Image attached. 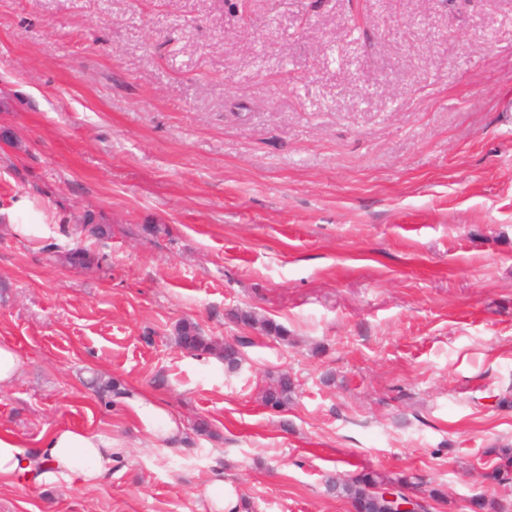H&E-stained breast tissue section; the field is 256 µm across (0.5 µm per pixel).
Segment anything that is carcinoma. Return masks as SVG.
Wrapping results in <instances>:
<instances>
[{
    "label": "carcinoma",
    "instance_id": "1",
    "mask_svg": "<svg viewBox=\"0 0 512 512\" xmlns=\"http://www.w3.org/2000/svg\"><path fill=\"white\" fill-rule=\"evenodd\" d=\"M241 323L249 326L260 325L268 335L275 336L282 341L288 340V331L282 325L271 320L260 321L247 311L235 315ZM177 345L194 356H215L223 360L225 367L233 371L241 361V352L236 345L226 343L221 345L212 338L201 333L198 325L192 321L184 320L176 328ZM296 395V385L287 373H280L272 378L263 393V402L273 409L288 406ZM502 463L492 466L490 476L498 482L508 480L512 472V453L504 452ZM384 487L406 488L418 493L424 500H437L440 493L436 489H427L420 481L410 476H391L378 471H365L354 477L345 479L332 475L326 480L327 491L347 499L357 512H385L384 501L378 490Z\"/></svg>",
    "mask_w": 512,
    "mask_h": 512
}]
</instances>
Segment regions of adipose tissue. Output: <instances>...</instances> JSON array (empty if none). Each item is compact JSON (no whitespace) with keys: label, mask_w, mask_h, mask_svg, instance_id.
Instances as JSON below:
<instances>
[{"label":"adipose tissue","mask_w":512,"mask_h":512,"mask_svg":"<svg viewBox=\"0 0 512 512\" xmlns=\"http://www.w3.org/2000/svg\"><path fill=\"white\" fill-rule=\"evenodd\" d=\"M0 222L26 241H39L56 233L44 210L33 200L19 197L0 207ZM131 410L144 430L161 446H169L182 431L169 413L144 398L132 400ZM115 443L111 433L59 426L29 445L10 431H0V482L22 480L33 486L60 481L97 487L112 467Z\"/></svg>","instance_id":"1"}]
</instances>
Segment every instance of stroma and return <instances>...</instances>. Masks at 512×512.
Masks as SVG:
<instances>
[{"mask_svg": "<svg viewBox=\"0 0 512 512\" xmlns=\"http://www.w3.org/2000/svg\"><path fill=\"white\" fill-rule=\"evenodd\" d=\"M20 196L62 229L0 223V430L121 451L92 489L0 483V512H201L217 479L249 512H352L335 470L470 512L512 448V0H0V206ZM186 318L238 369L184 353ZM114 380L182 438L153 446ZM235 318L241 323L249 326H253L259 324L260 328L270 336H275L282 341H287L288 339V331L282 325L275 323L271 320L260 321L255 316H253L250 312L242 311L235 315ZM20 357L10 344H0V388L8 387L20 371ZM296 395V385L288 373L273 377L263 393V402L267 407L280 409L288 406Z\"/></svg>", "mask_w": 512, "mask_h": 512, "instance_id": "obj_1", "label": "stroma"}]
</instances>
